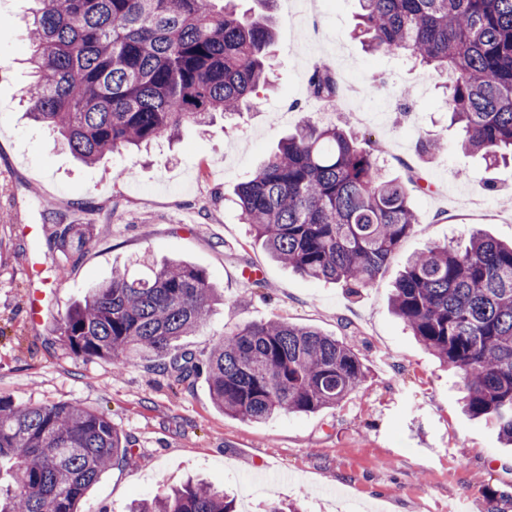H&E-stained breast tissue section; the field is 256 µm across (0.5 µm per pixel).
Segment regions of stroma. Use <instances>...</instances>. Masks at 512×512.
<instances>
[{"mask_svg":"<svg viewBox=\"0 0 512 512\" xmlns=\"http://www.w3.org/2000/svg\"><path fill=\"white\" fill-rule=\"evenodd\" d=\"M30 6L0 0L9 19L0 26V397L100 410L131 440V461L102 473L87 506L126 512L132 500L194 478L224 489L237 512H259L274 496L330 512L337 493L351 512H448L462 500L470 512H512V452L462 413L461 373L444 368L389 306L413 253L475 231L512 240V163L489 168L461 150L445 77L403 54L366 52L353 34L359 0H319L323 39L313 57L303 49V0H276L269 11L260 0H237L239 11L272 17L275 91L207 130L184 126L178 142L159 141L148 155H108L86 166L24 115L32 78L21 19ZM336 56L359 93L332 105L309 101L303 88L316 59ZM307 118L387 145L389 177L405 178L412 167L432 184L410 194L413 233L375 283L356 292L272 260L237 217V186ZM433 140L439 151L420 155V143ZM61 220L84 225L87 244L60 265L53 235ZM145 255L193 263L223 288L207 325L182 339L197 355L235 325L281 318L348 343L366 381L336 407L251 423L215 408L205 378L182 389L149 360L118 365L75 355L59 339L68 309ZM38 259L54 296L33 325L24 308L28 268ZM251 265L263 270L260 286L239 277Z\"/></svg>","mask_w":512,"mask_h":512,"instance_id":"1","label":"stroma"}]
</instances>
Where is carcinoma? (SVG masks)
Masks as SVG:
<instances>
[{"label": "carcinoma", "instance_id": "carcinoma-1", "mask_svg": "<svg viewBox=\"0 0 512 512\" xmlns=\"http://www.w3.org/2000/svg\"><path fill=\"white\" fill-rule=\"evenodd\" d=\"M26 27L32 120L81 162L127 156L255 104L270 85L267 19L233 0H33ZM356 35L369 51L403 53L448 75V112L460 147L489 166L512 159V0H360ZM308 85L339 97L330 70ZM388 177L375 143L337 124L306 120L238 185L240 223L272 258L310 279L358 289L376 280L417 224L407 184ZM86 244L58 224L54 249ZM221 299L206 272L144 258L112 272L74 305L59 339L74 354L124 362L153 358L179 385L206 375L224 414L262 422L335 407L366 378L346 343L284 320L237 326L205 360L178 341L204 327ZM394 313L442 363L464 376L465 412L512 446V243L476 233L459 249L410 258L394 283ZM131 457L129 439L102 411L0 397V463L13 493L0 512H82L101 472ZM128 512H236L223 491L187 482Z\"/></svg>", "mask_w": 512, "mask_h": 512}]
</instances>
